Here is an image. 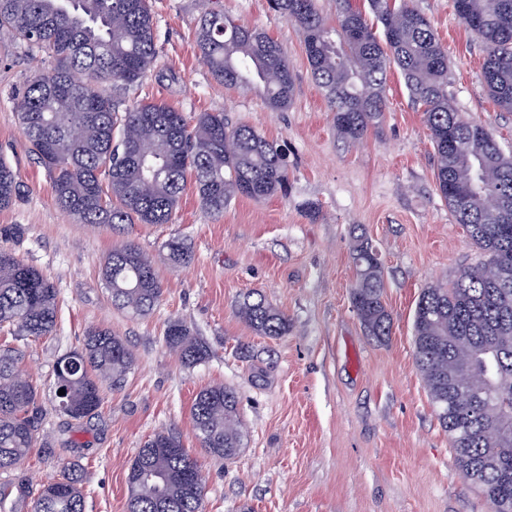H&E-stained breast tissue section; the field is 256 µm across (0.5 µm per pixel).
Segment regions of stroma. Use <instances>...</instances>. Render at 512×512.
I'll return each mask as SVG.
<instances>
[{"label": "stroma", "instance_id": "stroma-1", "mask_svg": "<svg viewBox=\"0 0 512 512\" xmlns=\"http://www.w3.org/2000/svg\"><path fill=\"white\" fill-rule=\"evenodd\" d=\"M448 51V95L458 112L490 128L512 152V112L482 81L484 53L458 20L452 0H413ZM264 29L296 75L288 109L262 94L224 87L202 63L195 31L208 9ZM158 59L129 103L162 102L194 117L224 113L288 149V194L240 197L214 218L186 188L168 224H82L55 203L47 171L24 138L14 100L42 67L0 31V158L24 187L0 210V226L24 229L17 253L58 288L53 335L25 348L24 371L39 386L47 443L25 465L46 481L61 458L79 457L86 512H128V468L145 440L174 429L206 478L202 512H490L463 478L414 359L413 320L424 288L451 282L483 261L441 198L434 146L423 114L399 72L386 85V111L363 142L340 139L333 114L312 80L298 29L267 0H152ZM187 240L192 261L164 259L169 238ZM384 268L388 339L368 336L351 299L357 238ZM134 241L153 255L164 293L155 310L135 316L112 303L102 276L112 247ZM257 291L288 317V333L257 335L238 313ZM186 322L210 356L182 365L164 341L168 321ZM112 329L136 363L121 388H105L98 413L77 423L55 409L53 367L79 348L89 327ZM266 367V384L250 377ZM224 384L239 397L242 446L230 461L199 446L191 403L202 388Z\"/></svg>", "mask_w": 512, "mask_h": 512}]
</instances>
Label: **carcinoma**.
<instances>
[{
	"label": "carcinoma",
	"mask_w": 512,
	"mask_h": 512,
	"mask_svg": "<svg viewBox=\"0 0 512 512\" xmlns=\"http://www.w3.org/2000/svg\"><path fill=\"white\" fill-rule=\"evenodd\" d=\"M336 24L317 0H269V7L303 37L314 81L325 91L338 136L359 143L380 122L392 69L423 109L435 149V180L448 208L487 256L449 285L423 289L413 330L415 362L464 478L477 486L492 512H512V156L493 132L464 118L448 98V53L430 18L409 0H368L369 12L336 0ZM456 16L485 51L488 94L512 112V0H453ZM380 28L376 34L374 28ZM0 28L49 67L28 80L15 101L23 135L47 170L57 204L82 224H167L188 180L205 211L224 213L238 197L266 199L286 191L288 165L277 143L222 112L188 121L154 102L123 106L121 94L154 67L158 51L150 0H0ZM203 63L227 87L262 91L268 105H291L296 80L280 44L265 30L222 11L205 13L196 30ZM280 79H266L270 71ZM21 194L12 168L0 160V209ZM173 268L188 264L185 239L166 241ZM357 281L352 304L366 333H391L383 301L378 253L359 239L353 247ZM103 275L112 303L135 315L159 304L163 285L153 258L132 242L112 248ZM58 291L14 249L0 246V326L17 342L50 336L57 325ZM238 313L260 336H284L288 318L264 295L248 292ZM164 338L182 363L204 362L209 350L182 320L167 322ZM496 358L495 420L483 413L485 385L473 352ZM23 350L0 348V501L33 498L32 512H84L75 460L57 461L38 489L17 473L31 448L45 439L36 382L22 373ZM135 364L123 338L90 327L82 345L57 358L56 409L73 421L93 417L104 387H120ZM237 393L222 384L201 389L190 415L201 448L230 460L241 447ZM151 472V481L139 480ZM128 512H201L204 478L198 461L173 429L150 436L129 467Z\"/></svg>",
	"instance_id": "obj_1"
}]
</instances>
